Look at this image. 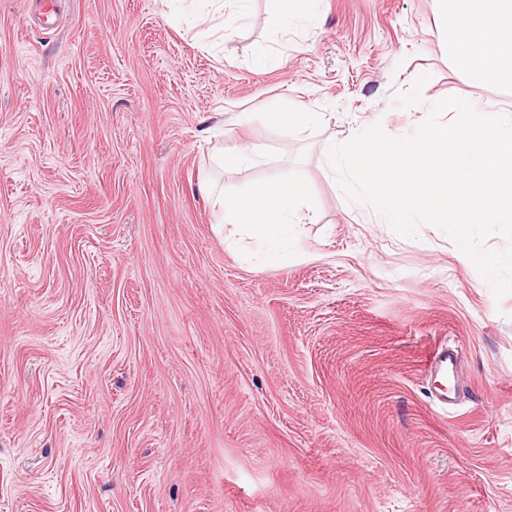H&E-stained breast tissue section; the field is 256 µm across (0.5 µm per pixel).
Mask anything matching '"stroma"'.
<instances>
[{"label":"stroma","instance_id":"1","mask_svg":"<svg viewBox=\"0 0 512 512\" xmlns=\"http://www.w3.org/2000/svg\"><path fill=\"white\" fill-rule=\"evenodd\" d=\"M273 9L206 32L175 0H0V512H512V293L349 202L322 152L512 88L454 67L439 0ZM246 145L266 159L219 169ZM276 179L310 211L271 263L207 187ZM275 17L285 30L296 19L316 24L318 15L314 9V0H275ZM261 119L270 127L278 130L288 131L300 128L307 122L318 120V113L315 112H295L272 111L260 113Z\"/></svg>","mask_w":512,"mask_h":512}]
</instances>
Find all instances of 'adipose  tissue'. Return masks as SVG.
Segmentation results:
<instances>
[{"instance_id": "adipose-tissue-1", "label": "adipose tissue", "mask_w": 512, "mask_h": 512, "mask_svg": "<svg viewBox=\"0 0 512 512\" xmlns=\"http://www.w3.org/2000/svg\"><path fill=\"white\" fill-rule=\"evenodd\" d=\"M448 18V41L458 71L476 83L512 86V0H440ZM466 17L469 30L456 23ZM224 223L276 255L294 245L296 224L307 206L301 185L272 182L242 197L217 194Z\"/></svg>"}]
</instances>
